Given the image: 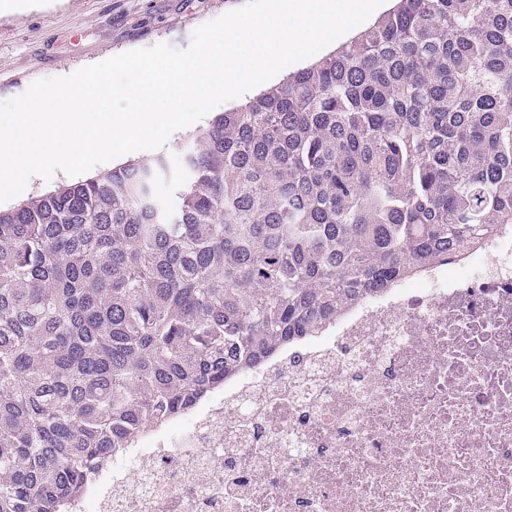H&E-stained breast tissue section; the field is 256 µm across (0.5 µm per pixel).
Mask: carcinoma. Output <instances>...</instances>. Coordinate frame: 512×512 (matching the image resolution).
Segmentation results:
<instances>
[{
  "label": "carcinoma",
  "instance_id": "obj_1",
  "mask_svg": "<svg viewBox=\"0 0 512 512\" xmlns=\"http://www.w3.org/2000/svg\"><path fill=\"white\" fill-rule=\"evenodd\" d=\"M396 2L177 163L0 209V512H60L225 380L512 225V0Z\"/></svg>",
  "mask_w": 512,
  "mask_h": 512
}]
</instances>
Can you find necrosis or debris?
I'll return each instance as SVG.
<instances>
[{"mask_svg":"<svg viewBox=\"0 0 512 512\" xmlns=\"http://www.w3.org/2000/svg\"><path fill=\"white\" fill-rule=\"evenodd\" d=\"M68 512H512V226L139 438Z\"/></svg>","mask_w":512,"mask_h":512,"instance_id":"4bbe7bcc","label":"necrosis or debris"}]
</instances>
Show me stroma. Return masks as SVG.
<instances>
[{"mask_svg":"<svg viewBox=\"0 0 512 512\" xmlns=\"http://www.w3.org/2000/svg\"><path fill=\"white\" fill-rule=\"evenodd\" d=\"M244 0H67L62 8L0 18V101L38 79L65 76L126 51L187 48L200 25Z\"/></svg>","mask_w":512,"mask_h":512,"instance_id":"stroma-1","label":"stroma"}]
</instances>
